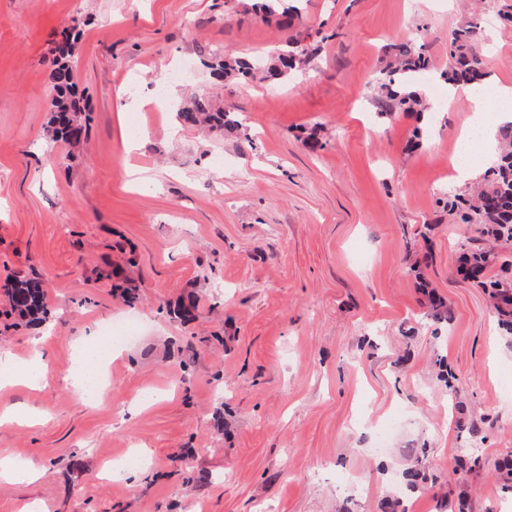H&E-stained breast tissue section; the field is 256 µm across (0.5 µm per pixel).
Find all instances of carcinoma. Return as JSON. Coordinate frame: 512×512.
<instances>
[{
    "label": "carcinoma",
    "instance_id": "cac0c4a2",
    "mask_svg": "<svg viewBox=\"0 0 512 512\" xmlns=\"http://www.w3.org/2000/svg\"><path fill=\"white\" fill-rule=\"evenodd\" d=\"M262 20L275 23L279 29L294 27L299 9L285 0H259L253 4ZM478 24L472 18L462 20L452 31L448 43V65L440 71V77L456 88L481 89L488 85L490 73L485 69L477 48ZM317 36L320 41L327 37L320 33L292 35L286 48L267 58H245L232 53L214 60L208 67L211 77L218 83L249 81L260 77L277 84L304 69L312 57L305 41ZM81 32L72 27L60 33L54 41L49 59L48 79L55 95L52 99L51 116L47 125L48 146L58 142L77 143L87 130L91 117L84 93L78 91L73 72V59ZM386 63L376 80L375 100L378 114L390 116L403 112L415 117L410 146L417 148L427 134L428 107L413 82L416 74L430 70L433 63L425 45L415 39L389 43L384 48ZM177 121L185 127L206 128L219 136L234 135L247 143L252 139L243 119L231 111L213 107L209 97L192 98L176 112ZM497 156L486 169L477 188L473 191H450L437 199L442 212L458 224H471L490 240L505 246L512 245V121L500 124L495 131ZM497 254L487 248L460 245L458 272L474 286L486 292L493 303L500 328L512 335V279L488 275L495 265ZM0 293L7 299L10 313L31 325H41L50 319L42 280L37 276H11L0 285ZM431 308L427 317L437 322L449 321L448 306L428 293ZM439 380L446 390L455 388L458 378L445 359L435 360ZM424 448H409L405 467L401 471L400 484L412 491L427 481L422 466Z\"/></svg>",
    "mask_w": 512,
    "mask_h": 512
}]
</instances>
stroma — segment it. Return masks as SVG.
I'll list each match as a JSON object with an SVG mask.
<instances>
[{"instance_id": "obj_1", "label": "stroma", "mask_w": 512, "mask_h": 512, "mask_svg": "<svg viewBox=\"0 0 512 512\" xmlns=\"http://www.w3.org/2000/svg\"><path fill=\"white\" fill-rule=\"evenodd\" d=\"M248 0H0V279L36 272L53 319L7 326L0 359L42 355L44 385L0 395L30 425H0V457L48 479L0 481V512H380L401 452L426 446L431 482L408 512H512L492 475L512 452V337L457 273L475 226L439 222L448 142L470 115L437 73L417 81L435 117L376 115L383 47L412 35L438 65L461 0H297L301 30L331 38L271 85L216 84L203 62L283 49L288 31ZM512 0H484L478 48L512 85ZM79 23L75 75L91 110L80 143L48 146L55 32ZM163 96H156V87ZM244 118L253 143L179 126L191 95ZM136 99L142 111L128 110ZM320 125L324 149L303 146ZM452 320L435 328L409 268ZM124 267L127 306L104 277ZM196 293L198 317L169 304ZM136 324L106 368L112 394H75L78 337ZM459 378L447 394L434 361ZM483 416L482 466L460 415ZM138 482H131L130 473Z\"/></svg>"}]
</instances>
